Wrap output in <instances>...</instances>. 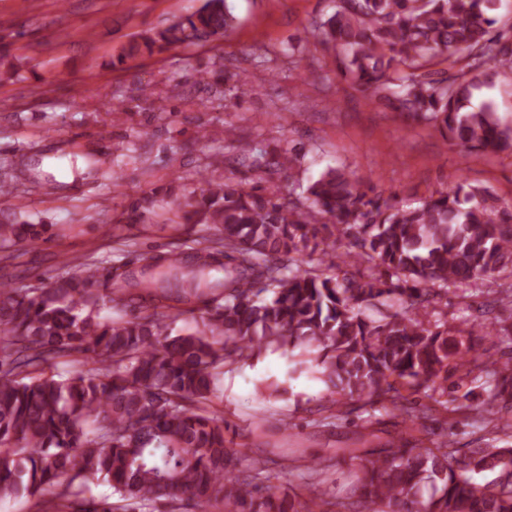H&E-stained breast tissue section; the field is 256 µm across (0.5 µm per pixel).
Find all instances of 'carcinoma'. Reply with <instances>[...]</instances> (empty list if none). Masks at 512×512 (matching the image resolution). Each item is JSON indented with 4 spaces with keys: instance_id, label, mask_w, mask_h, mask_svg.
<instances>
[{
    "instance_id": "1",
    "label": "carcinoma",
    "mask_w": 512,
    "mask_h": 512,
    "mask_svg": "<svg viewBox=\"0 0 512 512\" xmlns=\"http://www.w3.org/2000/svg\"><path fill=\"white\" fill-rule=\"evenodd\" d=\"M496 0H335L310 25L338 50L337 70L370 98L432 125L468 153H512V125L475 91L512 73V24ZM227 0L126 42L118 62L231 33ZM467 64L455 69L450 58ZM447 63L435 68L434 59ZM225 94L254 86L224 71ZM303 158L295 146L251 152L254 185L202 177L179 204L184 224L215 237L191 255L144 253L125 263L67 265L45 288L0 282V501L25 492L38 512H159L189 495L199 512H313L312 500L277 491L263 463L238 469L224 416L211 410L230 364L284 350L326 385L323 410L391 405L402 421L448 408V384L490 375L484 406L493 428L512 426V352L488 362L491 332L479 315L448 321L439 306L495 275L512 277V204L464 180L402 204L342 166L284 197L261 182ZM0 212V248L65 236ZM223 273L215 280L210 271ZM130 313L100 315L105 299ZM199 313L194 330L172 320ZM63 359L67 377L47 373ZM428 403L420 404L418 400ZM406 427L397 446L348 450L358 498L371 512H512V447L491 435L460 451L421 446ZM104 475L121 507L81 497Z\"/></svg>"
}]
</instances>
